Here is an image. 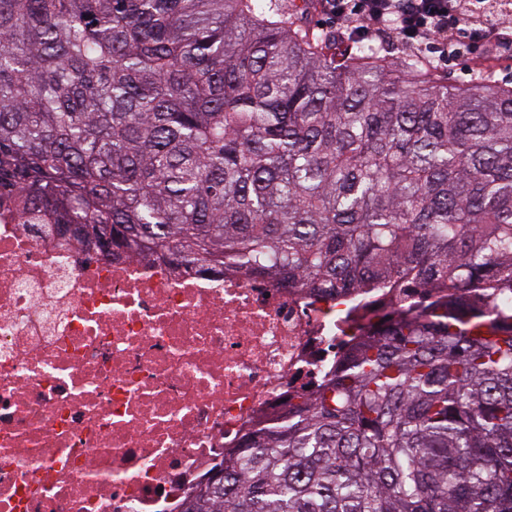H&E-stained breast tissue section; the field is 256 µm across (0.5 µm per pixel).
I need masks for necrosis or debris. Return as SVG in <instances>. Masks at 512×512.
I'll return each mask as SVG.
<instances>
[{
    "instance_id": "4bbe7bcc",
    "label": "necrosis or debris",
    "mask_w": 512,
    "mask_h": 512,
    "mask_svg": "<svg viewBox=\"0 0 512 512\" xmlns=\"http://www.w3.org/2000/svg\"><path fill=\"white\" fill-rule=\"evenodd\" d=\"M439 294L102 255L0 207V512H182L225 449Z\"/></svg>"
}]
</instances>
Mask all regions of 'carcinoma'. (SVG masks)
<instances>
[{"mask_svg": "<svg viewBox=\"0 0 512 512\" xmlns=\"http://www.w3.org/2000/svg\"><path fill=\"white\" fill-rule=\"evenodd\" d=\"M315 0H0V203L104 249L448 293L368 334L183 512H512V84ZM221 475L215 479V475Z\"/></svg>", "mask_w": 512, "mask_h": 512, "instance_id": "1", "label": "carcinoma"}]
</instances>
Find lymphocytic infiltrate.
Listing matches in <instances>:
<instances>
[{
  "label": "lymphocytic infiltrate",
  "instance_id": "1",
  "mask_svg": "<svg viewBox=\"0 0 512 512\" xmlns=\"http://www.w3.org/2000/svg\"><path fill=\"white\" fill-rule=\"evenodd\" d=\"M323 9L332 23L359 41L388 33L444 58L458 53L465 37L491 52H512V37L500 31L495 0H323Z\"/></svg>",
  "mask_w": 512,
  "mask_h": 512
}]
</instances>
